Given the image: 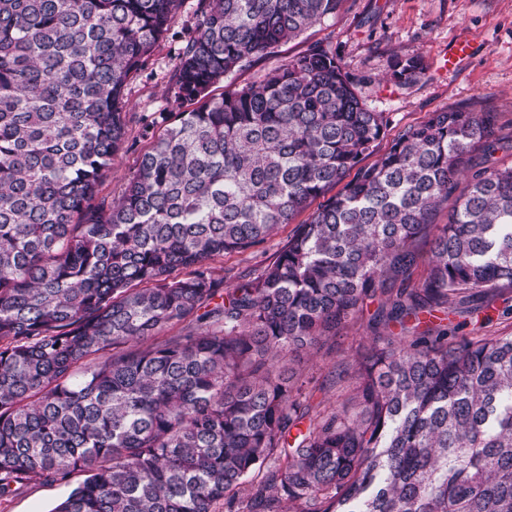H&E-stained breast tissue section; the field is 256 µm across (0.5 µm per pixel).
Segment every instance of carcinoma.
Here are the masks:
<instances>
[{"label":"carcinoma","instance_id":"carcinoma-1","mask_svg":"<svg viewBox=\"0 0 512 512\" xmlns=\"http://www.w3.org/2000/svg\"><path fill=\"white\" fill-rule=\"evenodd\" d=\"M178 2L0 0V494L83 473L53 512H512V333L437 316L512 288V138L433 112L367 165L387 119L317 45L211 97L342 0H204L189 109L106 204L123 88ZM338 185L214 302L209 260ZM374 302L375 346L314 409L295 355Z\"/></svg>","mask_w":512,"mask_h":512}]
</instances>
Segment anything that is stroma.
Segmentation results:
<instances>
[{
	"label": "stroma",
	"instance_id": "1",
	"mask_svg": "<svg viewBox=\"0 0 512 512\" xmlns=\"http://www.w3.org/2000/svg\"><path fill=\"white\" fill-rule=\"evenodd\" d=\"M201 0H180L170 30L160 39L125 86L128 102L125 143L113 155L100 193L116 199L138 170L166 121L175 119L181 105L170 91V77L180 47L194 35ZM469 41V56L449 67L445 57L457 42ZM335 52L355 81L359 96L376 112L384 113L388 128L374 153L382 155L402 131L426 120L433 112L482 107L495 116L496 130L512 136V0H343L336 15L326 17L304 34L255 59L217 84L215 93L261 81L271 69L287 64L310 46ZM422 56L423 72L413 81H390L396 59ZM295 224L281 225L260 246L243 253H224L208 263L215 279L232 288L240 276L271 263L293 235ZM370 341L364 323L337 336L332 349L301 355L296 368L303 380L318 379L341 360L365 352ZM83 479L46 483L34 478L14 492L0 496V512H53Z\"/></svg>",
	"mask_w": 512,
	"mask_h": 512
}]
</instances>
